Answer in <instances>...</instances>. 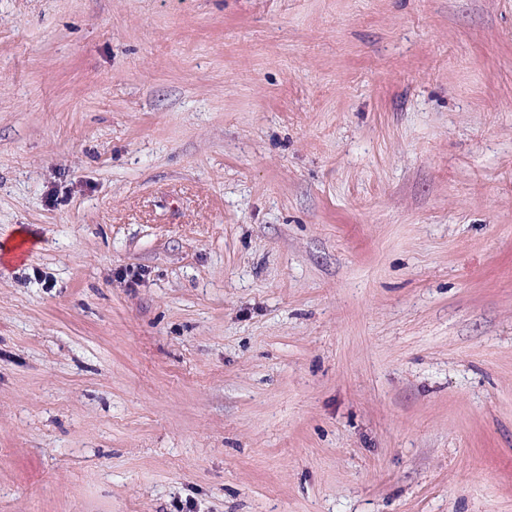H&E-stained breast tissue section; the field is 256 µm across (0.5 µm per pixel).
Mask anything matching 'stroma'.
Segmentation results:
<instances>
[{"mask_svg": "<svg viewBox=\"0 0 512 512\" xmlns=\"http://www.w3.org/2000/svg\"><path fill=\"white\" fill-rule=\"evenodd\" d=\"M0 512H512V0H0Z\"/></svg>", "mask_w": 512, "mask_h": 512, "instance_id": "35a3bbf8", "label": "stroma"}]
</instances>
